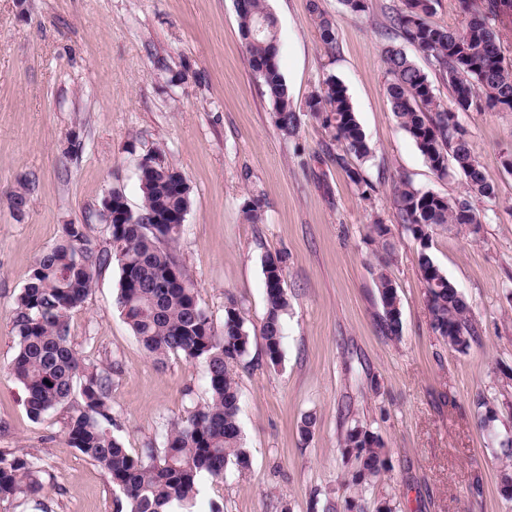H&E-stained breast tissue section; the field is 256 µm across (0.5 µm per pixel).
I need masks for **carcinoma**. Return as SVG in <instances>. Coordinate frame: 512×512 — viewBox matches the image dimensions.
Returning a JSON list of instances; mask_svg holds the SVG:
<instances>
[{"label": "carcinoma", "mask_w": 512, "mask_h": 512, "mask_svg": "<svg viewBox=\"0 0 512 512\" xmlns=\"http://www.w3.org/2000/svg\"><path fill=\"white\" fill-rule=\"evenodd\" d=\"M391 23L402 38L433 61L451 90L454 110L437 98L428 75L403 50L384 48L391 112L414 140L431 168L442 178L464 180L466 195L448 198L402 180L395 189L399 223L420 240L418 264L426 288L430 326L449 347L462 351L478 336L466 298L435 265L427 252L430 231L439 226H468L476 234L482 224L471 199L493 200L496 185L471 152L468 131L459 121L464 112H512V66H507L493 21L512 22V0H459L466 24L458 30L432 21L438 0H400ZM318 18L320 40L327 51L338 41L332 22L310 0ZM239 32L250 68L259 79L275 114L277 127L293 134L301 123L280 71L278 29L266 0H245L238 10ZM305 116L320 125L341 148L336 164L362 196L373 190L361 169L348 159L365 162L371 148L356 118L345 86L324 79L305 103ZM140 167L142 204L125 220L105 225L107 248L94 246L85 224H65L58 243L36 260L19 293L12 317L16 353L10 368L25 389V408L35 420L80 402L67 421L71 447L102 467L119 492L117 512H195L204 479L221 480L230 466L245 468L249 456L239 426V393L232 368L247 354L251 336L240 308L224 307L222 329L215 328L196 298L194 281L175 254L182 225L172 223L191 206L190 186L175 165L152 155ZM120 271L116 306L144 348L160 361L169 354L199 360L207 371L209 399L171 424L166 444L135 455L114 434L112 374L118 367L100 368L85 362L68 336L70 314L82 307L95 277L111 262ZM266 317L260 335L267 360L280 359L282 317L288 294L280 281L283 259H264ZM383 308L382 326L389 336L401 335V311L390 277L378 276ZM343 457L354 462L348 484L364 487L391 465L373 432L351 427L342 443ZM38 460L0 448V504L34 498L42 491ZM322 512H363L354 499L328 501Z\"/></svg>", "instance_id": "carcinoma-1"}]
</instances>
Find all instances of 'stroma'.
Wrapping results in <instances>:
<instances>
[{
  "label": "stroma",
  "mask_w": 512,
  "mask_h": 512,
  "mask_svg": "<svg viewBox=\"0 0 512 512\" xmlns=\"http://www.w3.org/2000/svg\"><path fill=\"white\" fill-rule=\"evenodd\" d=\"M398 3L373 0L363 20L340 0H319L336 30L330 54L309 0H268L296 110L327 76L347 89L373 149L362 171L375 189L365 199L323 128L306 119L293 135L277 127L240 39L236 0H0V448L42 461L40 503L26 512H115L109 475L67 441L68 407L37 421L27 414L8 369L11 316L63 225H86L93 244L107 246L103 198L118 188L138 208L139 162L154 153L190 186L177 255L199 304L219 327L236 303L251 336L233 369L249 464L204 483L202 512L213 503L223 512H312L314 497L347 496L340 444L357 424L378 435L391 464L362 492L365 507L385 497L396 512H512L499 491L497 445L512 435V175L502 165L512 112L460 114L498 195L474 199L478 233L431 234L430 253L478 328L461 352L431 330L421 245L396 219L400 178L445 197L465 192L463 179L432 170L390 109L382 50L400 42L387 19ZM22 189L19 217L9 198ZM252 196L264 200L255 224L243 217ZM376 215L391 228L392 254L369 235ZM269 254L285 260L289 300L275 365L260 339ZM382 271L401 310L397 338L381 328ZM118 280L114 263L97 277L69 318V339L85 361L119 365L112 412L135 454L164 447L171 423L206 401V369L181 355L153 361L115 305ZM480 398L497 412L494 433L480 426ZM309 413L316 425L305 442L298 427Z\"/></svg>",
  "instance_id": "obj_1"
}]
</instances>
